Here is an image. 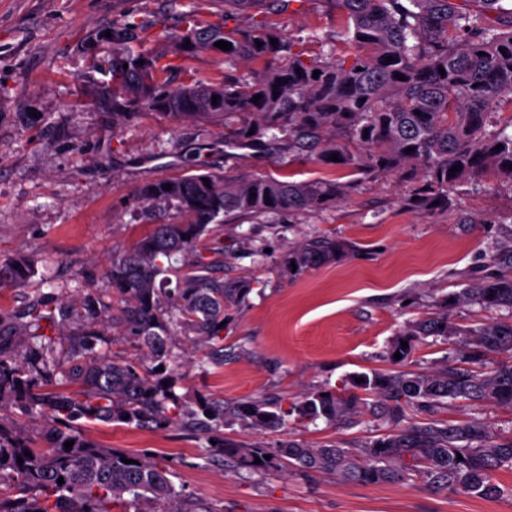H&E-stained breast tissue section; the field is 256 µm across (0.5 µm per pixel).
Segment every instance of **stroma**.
<instances>
[{
  "mask_svg": "<svg viewBox=\"0 0 512 512\" xmlns=\"http://www.w3.org/2000/svg\"><path fill=\"white\" fill-rule=\"evenodd\" d=\"M196 9L219 21L222 0H0V260L32 255L47 283L0 286V312L29 302H57L92 293L110 301L105 272L114 254L150 228L132 202L144 183L177 176L188 158L228 176L269 175L307 181L334 170L285 153L224 150L222 126L173 124L144 113L116 131L92 95L109 80L112 46L101 34L136 14L140 46L165 53L179 34L180 15ZM284 34L320 50L331 12L325 0H293L276 18ZM179 76L207 80L251 67L225 63L217 52L184 62ZM346 199L322 211L275 218L232 219L219 236H204L196 252L212 274L255 279L244 303L224 311V353L184 334L171 339L180 357L176 394L191 410L208 402L276 397L284 404L353 373L388 369V344L408 323L433 311L436 297L465 288L464 277L512 242V181L490 169L451 193L449 207L411 209L404 198L413 177L356 174ZM316 235L348 242V255L290 272V247ZM267 250L255 256L257 247ZM440 418H477L512 436V409L457 404ZM288 432L261 433L238 425L201 434L180 424L164 428L79 420L81 432L105 448L149 452L166 462L192 502L206 512H512V469L497 473L507 488L496 499L435 494L418 484L361 485L295 471L260 476L205 462L212 444H272L283 437L312 446L336 440L359 446L376 429L370 415L347 427L289 417Z\"/></svg>",
  "mask_w": 512,
  "mask_h": 512,
  "instance_id": "stroma-1",
  "label": "stroma"
}]
</instances>
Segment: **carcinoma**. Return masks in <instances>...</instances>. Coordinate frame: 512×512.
Returning a JSON list of instances; mask_svg holds the SVG:
<instances>
[{"label":"carcinoma","instance_id":"carcinoma-1","mask_svg":"<svg viewBox=\"0 0 512 512\" xmlns=\"http://www.w3.org/2000/svg\"><path fill=\"white\" fill-rule=\"evenodd\" d=\"M222 2V24H205L194 10L182 14L183 33L166 54L130 49L144 31L133 15L108 27L112 83L97 89L95 104L112 116L113 129L154 112L176 124H220L229 149L259 144L276 152L286 142L288 151L350 175L413 171L420 181L409 204L418 208L448 206L452 189L488 169L512 179V6L504 0H325L335 12L330 41L353 47L334 56L308 55L302 41L285 38L264 18L228 26L261 5L284 14L294 0ZM220 40L232 48L220 50ZM218 51L226 63L262 60L264 67L248 77L174 83L185 59ZM505 104L511 115L501 120ZM266 135L269 140H262ZM498 144L503 148L496 149ZM409 147L413 151L405 152ZM333 154L338 160H331ZM187 163L190 173L135 191L133 200L152 228L112 257L109 304L89 295L50 306L36 301L17 315H0V413L17 409L44 421L40 432L30 434L0 417V487L14 491H0V512H207L186 502L170 468L151 454L103 448L72 422H179L184 410L174 373L158 370L175 361L171 337L179 328L223 341L224 308L244 302L251 289L248 277L218 281L210 264L187 260L197 242L228 217L321 210L343 199L350 186L331 178L229 179L220 172L197 173L193 160ZM454 166L459 170L452 173ZM167 184L171 189H163ZM160 204L173 205L181 221H156ZM349 251L347 242L318 235L289 251L288 262L299 272ZM492 264L493 271L471 276L468 288L440 300V311L399 331L386 352L393 369L363 374L360 383L351 377L340 387H320L287 409L272 398L206 404L196 425L204 431L226 423L278 431L293 414L336 425L356 423L368 410L389 425L360 448L226 441L218 452L225 465L250 473L291 469L364 485L418 482L448 495H512L495 480L496 472L512 469V436L501 437L475 418L401 423L408 409L435 413L450 401L512 408V244L498 249ZM169 271L178 274L177 288L157 287L158 276ZM37 275V263L27 255L0 260V285L27 286ZM459 303L505 310L509 318L459 326L449 316ZM103 308L112 328L143 349L138 362L114 361L98 349ZM428 336L464 337L456 361L431 370L406 368L418 340ZM498 355L503 359L482 369ZM67 441L73 442L70 450Z\"/></svg>","mask_w":512,"mask_h":512}]
</instances>
